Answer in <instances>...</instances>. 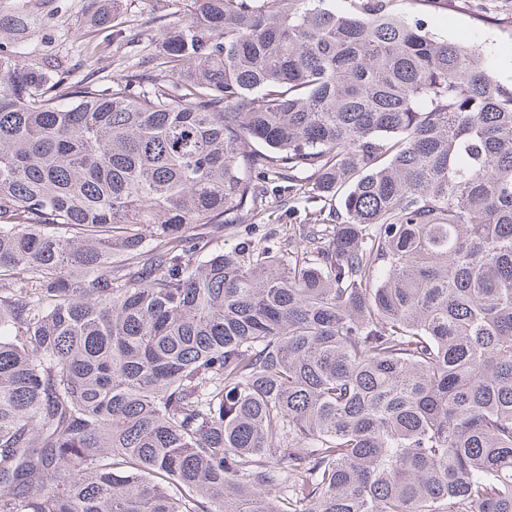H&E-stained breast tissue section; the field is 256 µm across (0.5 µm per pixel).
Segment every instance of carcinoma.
<instances>
[{
  "mask_svg": "<svg viewBox=\"0 0 512 512\" xmlns=\"http://www.w3.org/2000/svg\"><path fill=\"white\" fill-rule=\"evenodd\" d=\"M183 2L104 83L0 14V512H512V83L398 0ZM272 188V187H271ZM271 188L266 196L265 204L267 206V215H269L268 224H303L305 218V212L301 208L297 213L284 212L278 206V195L272 192Z\"/></svg>",
  "mask_w": 512,
  "mask_h": 512,
  "instance_id": "cac0c4a2",
  "label": "carcinoma"
}]
</instances>
